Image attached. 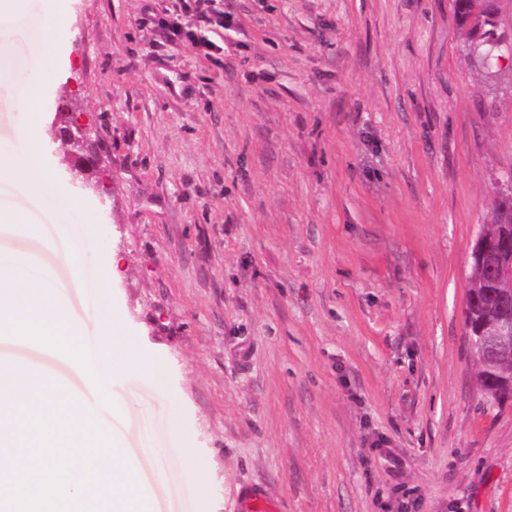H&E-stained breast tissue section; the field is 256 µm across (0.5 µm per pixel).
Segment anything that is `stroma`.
Listing matches in <instances>:
<instances>
[{
    "label": "stroma",
    "mask_w": 512,
    "mask_h": 512,
    "mask_svg": "<svg viewBox=\"0 0 512 512\" xmlns=\"http://www.w3.org/2000/svg\"><path fill=\"white\" fill-rule=\"evenodd\" d=\"M169 3L69 0L41 158L92 162L200 512L250 483L281 512H512V401L482 398L464 323L512 80L474 94L454 0H221L217 63L150 24Z\"/></svg>",
    "instance_id": "stroma-1"
}]
</instances>
